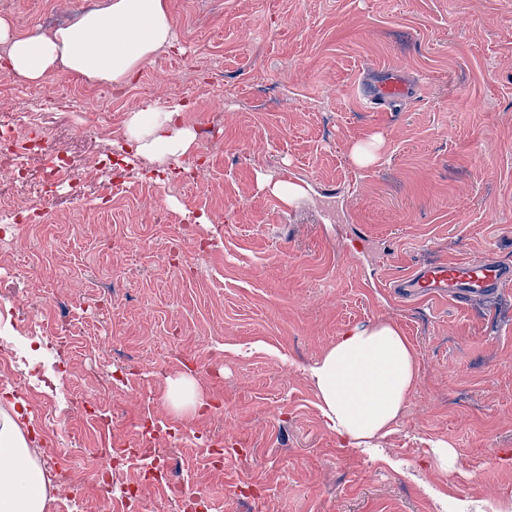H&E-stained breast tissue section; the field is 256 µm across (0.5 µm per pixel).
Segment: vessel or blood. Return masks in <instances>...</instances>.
<instances>
[{
	"label": "vessel or blood",
	"instance_id": "obj_1",
	"mask_svg": "<svg viewBox=\"0 0 512 512\" xmlns=\"http://www.w3.org/2000/svg\"><path fill=\"white\" fill-rule=\"evenodd\" d=\"M362 98L378 112H390L415 94L399 73L389 71L364 83ZM512 285V263L469 259L439 262L407 272L396 286L402 294L464 303Z\"/></svg>",
	"mask_w": 512,
	"mask_h": 512
}]
</instances>
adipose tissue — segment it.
Listing matches in <instances>:
<instances>
[{
  "instance_id": "1",
  "label": "adipose tissue",
  "mask_w": 512,
  "mask_h": 512,
  "mask_svg": "<svg viewBox=\"0 0 512 512\" xmlns=\"http://www.w3.org/2000/svg\"><path fill=\"white\" fill-rule=\"evenodd\" d=\"M177 46L167 0H109L51 34H18L0 18V69L40 83L58 69L126 86L161 50ZM182 104L132 111L129 144L138 155H185L195 137ZM323 423L343 448H367L391 433L418 376L417 353L395 323L343 329L309 368ZM52 479L27 440L21 412L0 404V512H45Z\"/></svg>"
}]
</instances>
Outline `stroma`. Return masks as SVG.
Returning <instances> with one entry per match:
<instances>
[{
    "label": "stroma",
    "mask_w": 512,
    "mask_h": 512,
    "mask_svg": "<svg viewBox=\"0 0 512 512\" xmlns=\"http://www.w3.org/2000/svg\"><path fill=\"white\" fill-rule=\"evenodd\" d=\"M107 2L0 0V17L48 33ZM167 2L182 52H159L101 111L64 101L98 82L0 70V119L41 121L77 168L99 163L80 204L63 186L13 196L36 225L8 230L0 206V324L54 377L0 399L33 415L27 438L55 484L46 512H112L55 465L92 477L88 408L128 446L157 434L212 512H488L512 495V286L464 306L404 303L388 285L435 260L512 262V0ZM387 69L416 97L376 112L359 89ZM155 102L189 104L183 126L217 123L218 140L127 158L129 114ZM277 181L304 193L283 204ZM50 315L67 347L43 336ZM379 321L408 336L419 378L395 430L350 452L307 369L344 327ZM186 374L195 413L166 400ZM436 441L459 448L457 473L431 464ZM143 474L131 456L113 477L140 486L132 512H185Z\"/></svg>",
    "instance_id": "35a3bbf8"
}]
</instances>
